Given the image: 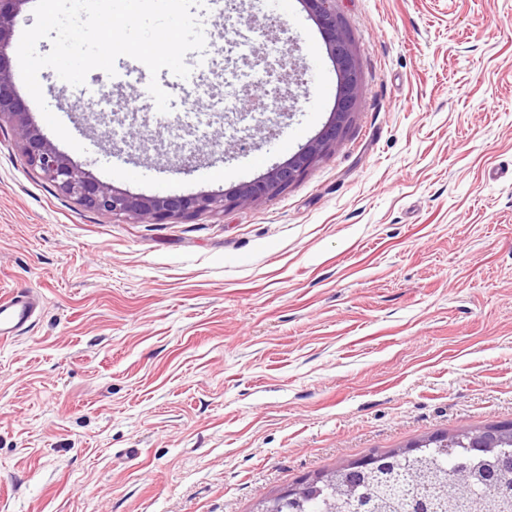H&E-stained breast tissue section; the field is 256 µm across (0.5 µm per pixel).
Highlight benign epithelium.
Listing matches in <instances>:
<instances>
[{"instance_id": "7a95c632", "label": "benign epithelium", "mask_w": 512, "mask_h": 512, "mask_svg": "<svg viewBox=\"0 0 512 512\" xmlns=\"http://www.w3.org/2000/svg\"><path fill=\"white\" fill-rule=\"evenodd\" d=\"M22 2L24 0H0V118L6 116L10 119L15 142L21 149L26 165L52 183L64 196L94 212L141 223H160L186 220L202 213L245 206L262 198L276 196L319 158L336 148L358 108L360 67L351 39L336 13V0H303L322 31L338 77L332 117L320 133L299 148L287 163L275 166L264 177L243 185L232 194L146 197L119 192L90 179L31 125L28 108L14 89L9 56ZM428 442L447 452L450 457L463 447L474 455L496 457L500 469L512 463V457L506 455V449L512 446V427L460 430L452 435L431 437ZM419 448L421 445L416 444L404 450L371 453L358 461L306 480L278 497L258 499L254 512H278L281 500L286 498L290 503L299 501L316 485L328 486L339 478L353 485L364 473L386 470L393 465L394 459L414 455Z\"/></svg>"}]
</instances>
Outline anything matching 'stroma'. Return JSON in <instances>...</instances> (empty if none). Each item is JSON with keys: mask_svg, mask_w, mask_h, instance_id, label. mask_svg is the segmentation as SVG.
I'll use <instances>...</instances> for the list:
<instances>
[{"mask_svg": "<svg viewBox=\"0 0 512 512\" xmlns=\"http://www.w3.org/2000/svg\"><path fill=\"white\" fill-rule=\"evenodd\" d=\"M252 10L300 72L290 115L215 18L225 77L195 118L31 123L90 177L145 196L234 192L327 123L337 76L302 0ZM359 59L336 149L282 194L144 224L86 210L0 130V290L39 291L0 342V512H252L304 478L512 424V0H336ZM278 82L269 80L261 84L257 89V97L255 104L253 105L259 112H267L270 110V106H277L280 103V97H282V91H278Z\"/></svg>", "mask_w": 512, "mask_h": 512, "instance_id": "obj_1", "label": "stroma"}]
</instances>
